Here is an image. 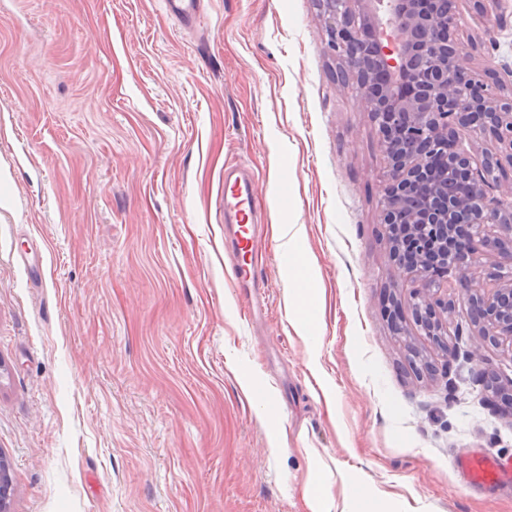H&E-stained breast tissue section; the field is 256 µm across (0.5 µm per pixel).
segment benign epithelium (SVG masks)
Returning <instances> with one entry per match:
<instances>
[{"mask_svg": "<svg viewBox=\"0 0 512 512\" xmlns=\"http://www.w3.org/2000/svg\"><path fill=\"white\" fill-rule=\"evenodd\" d=\"M462 3L319 0L336 92L354 90L378 125L387 160L381 224L411 284L417 331L446 350L465 307L483 341L512 351V81L494 97L469 67ZM477 139L495 143L479 160L464 147ZM480 376L491 397L512 403V381ZM10 491L0 456V507Z\"/></svg>", "mask_w": 512, "mask_h": 512, "instance_id": "7a95c632", "label": "benign epithelium"}]
</instances>
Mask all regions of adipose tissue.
I'll list each match as a JSON object with an SVG mask.
<instances>
[{"mask_svg": "<svg viewBox=\"0 0 512 512\" xmlns=\"http://www.w3.org/2000/svg\"><path fill=\"white\" fill-rule=\"evenodd\" d=\"M294 256L289 271L290 288L288 290V319L299 336L311 340L312 330L318 321V285L313 275L314 264L310 258L298 249L297 238H290Z\"/></svg>", "mask_w": 512, "mask_h": 512, "instance_id": "obj_1", "label": "adipose tissue"}]
</instances>
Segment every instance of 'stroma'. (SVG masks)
<instances>
[{
  "mask_svg": "<svg viewBox=\"0 0 512 512\" xmlns=\"http://www.w3.org/2000/svg\"><path fill=\"white\" fill-rule=\"evenodd\" d=\"M464 12L471 67L512 64V13ZM335 65L317 0H200L188 23L162 0H0L8 512H307L315 476L342 512L347 471L364 512H512L511 485L454 464L512 457L478 374L512 381V353L463 311L444 350L410 308L394 332L386 158ZM232 166L260 215L244 288ZM291 224L316 262L309 343L285 308ZM457 468L475 488L512 483V458H488L475 449L457 455Z\"/></svg>",
  "mask_w": 512,
  "mask_h": 512,
  "instance_id": "obj_1",
  "label": "stroma"
}]
</instances>
